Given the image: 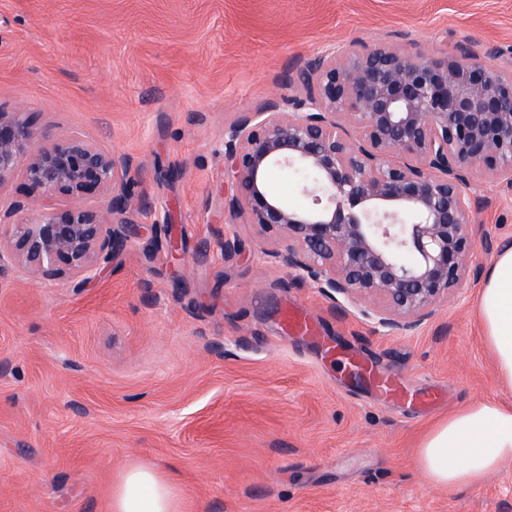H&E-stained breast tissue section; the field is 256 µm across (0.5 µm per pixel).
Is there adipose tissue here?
Segmentation results:
<instances>
[{
	"instance_id": "adipose-tissue-1",
	"label": "adipose tissue",
	"mask_w": 512,
	"mask_h": 512,
	"mask_svg": "<svg viewBox=\"0 0 512 512\" xmlns=\"http://www.w3.org/2000/svg\"><path fill=\"white\" fill-rule=\"evenodd\" d=\"M484 339L497 376L512 384V245L494 257L478 299ZM417 466L427 482L450 490L481 483L512 462V407L480 401L449 415L422 439ZM112 512H178L170 482L133 466L112 490Z\"/></svg>"
}]
</instances>
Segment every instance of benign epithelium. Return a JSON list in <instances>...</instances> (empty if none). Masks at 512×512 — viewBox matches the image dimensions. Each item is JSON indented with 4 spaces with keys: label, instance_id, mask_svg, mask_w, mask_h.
Segmentation results:
<instances>
[{
    "label": "benign epithelium",
    "instance_id": "benign-epithelium-1",
    "mask_svg": "<svg viewBox=\"0 0 512 512\" xmlns=\"http://www.w3.org/2000/svg\"><path fill=\"white\" fill-rule=\"evenodd\" d=\"M298 80L293 111L273 103L224 127V179L235 187L224 211L275 233L282 246L264 254L326 297L372 303L381 327L414 329L479 274L465 187L474 175L512 187V71L466 49L429 57L357 40ZM393 153L414 163L394 165ZM132 165L86 138L42 146L26 113L0 108V186L20 175L45 201L31 219L0 218V263L85 284L127 243L139 205ZM272 168L302 175L305 207L267 192Z\"/></svg>",
    "mask_w": 512,
    "mask_h": 512
}]
</instances>
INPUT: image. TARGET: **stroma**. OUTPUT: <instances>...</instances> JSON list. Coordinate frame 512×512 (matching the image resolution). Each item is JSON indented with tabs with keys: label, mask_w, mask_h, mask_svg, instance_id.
<instances>
[{
	"label": "stroma",
	"mask_w": 512,
	"mask_h": 512,
	"mask_svg": "<svg viewBox=\"0 0 512 512\" xmlns=\"http://www.w3.org/2000/svg\"><path fill=\"white\" fill-rule=\"evenodd\" d=\"M353 40L509 71L512 0H0V107L129 156L141 202L82 287L0 263V512H112L135 465L174 479L179 512H512L511 462L452 492L416 464L438 419L512 406L482 279L391 332L224 212L225 125L288 111L306 63ZM467 193L476 243L511 241L512 188L478 177ZM290 309L315 335L288 328ZM352 357L399 396L353 381Z\"/></svg>",
	"instance_id": "obj_1"
}]
</instances>
